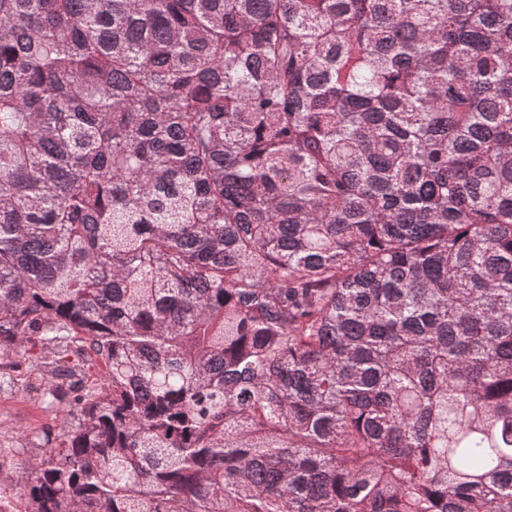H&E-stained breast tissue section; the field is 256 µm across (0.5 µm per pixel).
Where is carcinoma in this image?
I'll use <instances>...</instances> for the list:
<instances>
[{
  "mask_svg": "<svg viewBox=\"0 0 512 512\" xmlns=\"http://www.w3.org/2000/svg\"><path fill=\"white\" fill-rule=\"evenodd\" d=\"M1 352L27 512H512V0H0ZM10 416L12 421L6 422L5 425L13 428L15 447L28 446L36 433L43 428L49 426L56 429L57 426L55 416L47 412L30 391L22 392L21 400L12 408Z\"/></svg>",
  "mask_w": 512,
  "mask_h": 512,
  "instance_id": "obj_1",
  "label": "carcinoma"
}]
</instances>
